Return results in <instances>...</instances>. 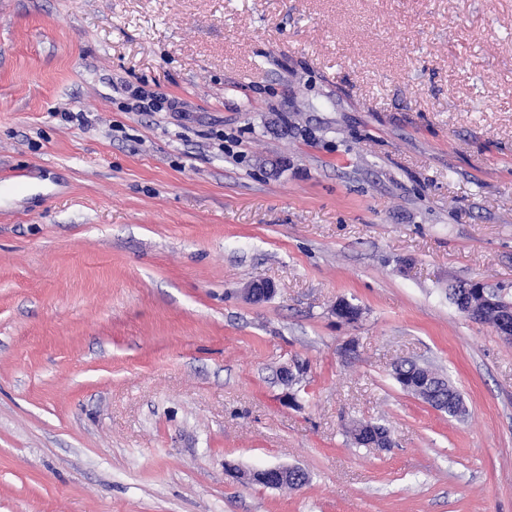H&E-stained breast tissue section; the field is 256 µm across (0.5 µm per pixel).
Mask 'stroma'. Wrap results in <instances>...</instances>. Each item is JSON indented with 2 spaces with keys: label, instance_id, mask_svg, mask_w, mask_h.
Masks as SVG:
<instances>
[{
  "label": "stroma",
  "instance_id": "stroma-1",
  "mask_svg": "<svg viewBox=\"0 0 512 512\" xmlns=\"http://www.w3.org/2000/svg\"><path fill=\"white\" fill-rule=\"evenodd\" d=\"M471 280L512 298V0H0V512H512ZM393 373L404 390L417 394L432 407L448 412L449 416H456L453 411L449 410L448 406L446 409L443 408L441 404L436 399H432L429 394L430 390L436 389V386L441 385V387H448L449 382L445 378H429V373H431L429 369L420 367L409 361H402L394 365ZM294 467L288 466H272L266 467L262 469L249 470L245 471L243 469H238L236 467H230L229 472L235 477L237 480L241 481L244 484H252V481L256 478H259L266 482H258L255 484L268 486V488H276L278 486L279 481H284L288 479V483H283L282 486H278L277 488L289 487L294 488L295 484L299 481L306 482L307 476L304 471H301L298 474L293 475V479H289L288 472ZM295 476V477H294Z\"/></svg>",
  "mask_w": 512,
  "mask_h": 512
}]
</instances>
